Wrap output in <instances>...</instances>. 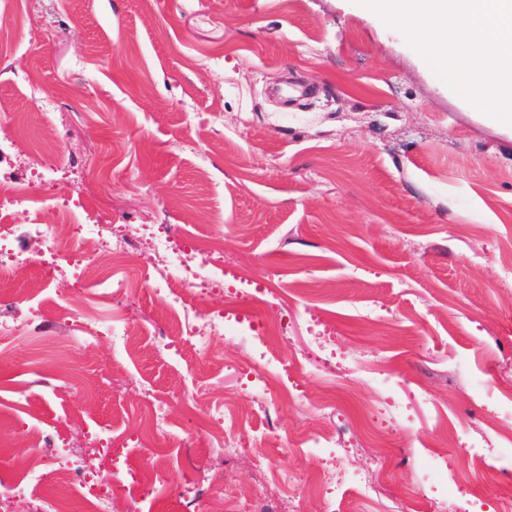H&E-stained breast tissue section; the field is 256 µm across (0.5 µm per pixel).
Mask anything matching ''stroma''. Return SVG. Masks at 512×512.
<instances>
[{"mask_svg": "<svg viewBox=\"0 0 512 512\" xmlns=\"http://www.w3.org/2000/svg\"><path fill=\"white\" fill-rule=\"evenodd\" d=\"M0 101L23 116L0 121V176L45 196L59 179L131 235L157 224L218 244L225 287L256 293L263 324L282 327L277 353L302 365L267 396L250 337L231 331L185 363L180 320L156 319L169 297L153 245L123 305L97 294L112 257L88 247L35 298L34 272L0 284L19 328L0 337V457L47 432L94 468L109 439L124 474L172 462L149 512H212L218 494L231 512L273 493L264 454L309 482L292 512H326L324 462L302 440L332 431L341 512H512V485L488 489L464 450L481 431L488 466L512 468V129L400 31L355 0H0ZM75 293L77 315L60 312ZM79 315L127 326L126 347L78 332ZM159 333L177 352L155 349ZM145 391L169 404L160 456ZM219 404L247 452L221 470ZM204 474L214 495L190 498Z\"/></svg>", "mask_w": 512, "mask_h": 512, "instance_id": "obj_1", "label": "stroma"}]
</instances>
